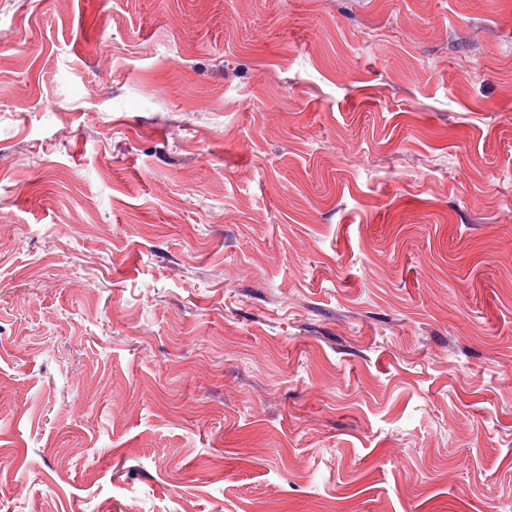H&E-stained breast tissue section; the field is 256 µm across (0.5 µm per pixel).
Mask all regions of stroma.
<instances>
[{"label": "stroma", "mask_w": 512, "mask_h": 512, "mask_svg": "<svg viewBox=\"0 0 512 512\" xmlns=\"http://www.w3.org/2000/svg\"><path fill=\"white\" fill-rule=\"evenodd\" d=\"M0 512H512V0H0Z\"/></svg>", "instance_id": "35a3bbf8"}]
</instances>
